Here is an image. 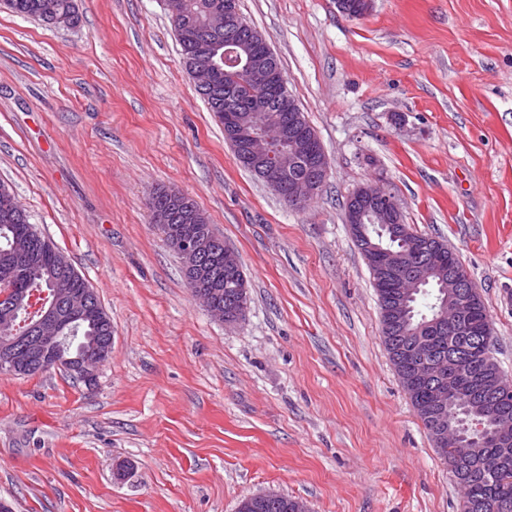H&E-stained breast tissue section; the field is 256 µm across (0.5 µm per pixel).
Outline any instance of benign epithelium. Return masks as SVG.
I'll return each instance as SVG.
<instances>
[{
  "instance_id": "7a95c632",
  "label": "benign epithelium",
  "mask_w": 512,
  "mask_h": 512,
  "mask_svg": "<svg viewBox=\"0 0 512 512\" xmlns=\"http://www.w3.org/2000/svg\"><path fill=\"white\" fill-rule=\"evenodd\" d=\"M264 43L263 37L254 31L243 19L234 0H224V53L243 64L245 78L258 86L286 91V79L279 70L274 71L268 65L257 62V47ZM253 113L250 119L237 120L236 109L231 101H224L225 119L233 125L232 140L244 149V160L252 172L270 187L283 195L285 202L292 208H302L316 197L327 181L330 164L321 140L315 136L291 137L287 128L282 126L280 118L272 113L269 97L253 100ZM296 156L306 162L304 177H287L288 161L286 155ZM402 213L401 204L395 194L382 183L363 184L353 191L345 204V222L356 232L364 224H377L382 228L390 227L401 238V250L395 251L378 243L368 246L369 262L374 277L385 279L395 294L405 295L419 287L436 267L435 260L425 259L419 268L410 272L405 266V257L409 253H425L431 247V240L414 238L409 231L397 225ZM219 234L212 225L206 223L202 214L193 216L192 224L180 229L175 236L173 249L188 269L202 268L215 256ZM58 261L59 287L54 289L52 298L40 303L38 313L28 320L30 335L22 337L14 344L0 346V373L24 375L36 367H64L77 373L89 386L96 385L100 367L112 355V338L103 341L92 356L61 357L51 352L64 327L68 324L78 326L92 318L101 317L97 310L95 292L90 287L81 291L67 289V281L73 278L68 259L60 254ZM463 263L456 252L448 250V309L440 312L439 320L453 324L460 315H471V295L479 294L476 285L462 275ZM194 296L206 308L210 316L226 325L231 321L224 316V306L216 299L215 292L201 279H193ZM403 304L390 305V334L396 341L398 351L415 363L416 371L403 377L409 389H414L418 380L425 377V346L420 341L407 338V331L399 316ZM484 336L483 354L479 358L453 357L435 365L431 377L435 384L431 391L428 420L432 427L435 443L443 448L455 449L458 455L472 452L473 439L448 430V388L446 375L450 373L466 374L477 363H486L491 358L490 331L482 329ZM488 438L499 442L503 448L512 446V417L508 413H499L493 419V428ZM482 469L498 476L508 474L506 459L503 456H489L481 460Z\"/></svg>"
}]
</instances>
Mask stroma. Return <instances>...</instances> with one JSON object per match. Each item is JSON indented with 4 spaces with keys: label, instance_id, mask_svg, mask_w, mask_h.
I'll return each instance as SVG.
<instances>
[{
    "label": "stroma",
    "instance_id": "35a3bbf8",
    "mask_svg": "<svg viewBox=\"0 0 512 512\" xmlns=\"http://www.w3.org/2000/svg\"><path fill=\"white\" fill-rule=\"evenodd\" d=\"M0 8V183L97 293L112 356L0 374V498L16 512H457L460 488L390 362L344 220L382 180L478 287L512 377V0H239L331 166L305 209L244 169L180 63L163 0ZM192 199L238 253L248 312L193 298L149 193ZM131 468L116 478L117 464ZM1 6L23 18L33 19L48 26H60L61 18L68 25L78 22L74 0H1Z\"/></svg>",
    "mask_w": 512,
    "mask_h": 512
}]
</instances>
